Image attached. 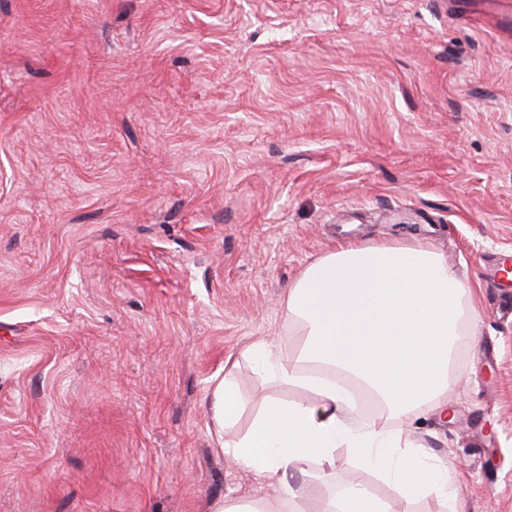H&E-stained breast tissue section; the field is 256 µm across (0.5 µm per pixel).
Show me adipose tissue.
<instances>
[{"mask_svg":"<svg viewBox=\"0 0 512 512\" xmlns=\"http://www.w3.org/2000/svg\"><path fill=\"white\" fill-rule=\"evenodd\" d=\"M465 290L442 256L422 244L345 243L312 263L288 290V319L305 338L299 362L277 361L261 339L246 350L259 373L314 392L318 401H264L249 429L229 437L243 401L232 372L210 389L212 431L218 448L251 471L266 492L252 499H216L210 512H388L365 488L347 483L316 497L327 484L337 449H349L398 490L404 504L433 494L446 512H460L448 471L419 450L410 427L418 408L443 403L450 354L459 323L477 325L478 312H463ZM305 362L333 367V374L302 370ZM355 377L389 409L394 428L351 417V393L341 381Z\"/></svg>","mask_w":512,"mask_h":512,"instance_id":"obj_1","label":"adipose tissue"}]
</instances>
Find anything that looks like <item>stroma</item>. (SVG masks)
<instances>
[{
  "mask_svg": "<svg viewBox=\"0 0 512 512\" xmlns=\"http://www.w3.org/2000/svg\"><path fill=\"white\" fill-rule=\"evenodd\" d=\"M431 245L480 312L413 438L463 512H512V0H0V512H209L226 361L302 339L338 244ZM337 481L398 504L336 452Z\"/></svg>",
  "mask_w": 512,
  "mask_h": 512,
  "instance_id": "1",
  "label": "stroma"
}]
</instances>
